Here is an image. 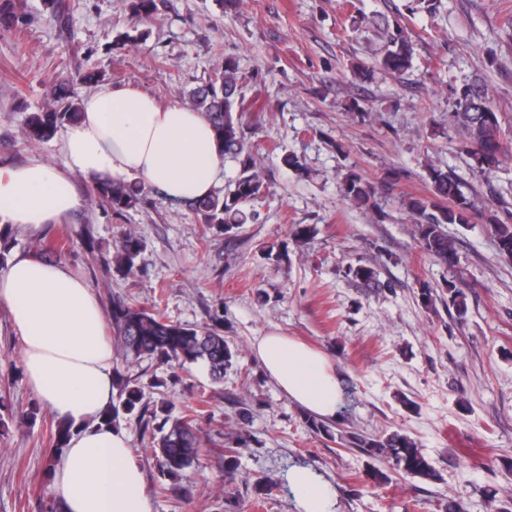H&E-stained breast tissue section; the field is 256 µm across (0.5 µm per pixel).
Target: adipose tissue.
Segmentation results:
<instances>
[{
  "label": "adipose tissue",
  "mask_w": 512,
  "mask_h": 512,
  "mask_svg": "<svg viewBox=\"0 0 512 512\" xmlns=\"http://www.w3.org/2000/svg\"><path fill=\"white\" fill-rule=\"evenodd\" d=\"M62 151V170L0 163V224L39 235L82 209L73 171L138 179L181 201L212 194L221 171L214 132L199 112L113 84L83 98ZM0 305L13 314L32 393L73 425L53 468L62 512H153L126 435L97 422L113 393L114 349L95 290L64 264L18 254L0 270ZM254 351L291 401L335 416L341 383L323 354L277 333L257 338ZM291 482L304 512H332L333 492L312 471L296 470Z\"/></svg>",
  "instance_id": "1"
}]
</instances>
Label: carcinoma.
Here are the masks:
<instances>
[{
    "mask_svg": "<svg viewBox=\"0 0 512 512\" xmlns=\"http://www.w3.org/2000/svg\"><path fill=\"white\" fill-rule=\"evenodd\" d=\"M129 14L133 19H148L157 10L156 0H127ZM23 23L12 0H0V31L10 32ZM387 48L377 66L389 73H401L412 63V43L398 24L386 31ZM102 81V75L92 69L78 72L70 79L56 83L48 102L26 116L25 138L28 142L44 141L51 138L62 126L72 124L80 116V90L92 87ZM243 77L239 74L236 62L224 59V68L214 76L202 81L189 90L191 108L199 112L213 127L220 154L237 160L243 168L227 192L215 193L200 201H187L199 223L215 233L230 234L243 225L257 220V213L249 209L269 192V186L254 171L255 162L247 141L242 121L241 88ZM484 89H467L455 112V122L466 139L469 153L476 161L478 169L486 174L499 166L502 155L501 123L496 112L485 99ZM431 198L427 200L411 198L405 209L416 226L419 247L448 268L458 263V253L454 242L445 230L447 224H469L476 218L484 217L474 203L465 195L461 182L451 172L443 169L430 171ZM144 189L137 183L121 182L109 176L97 178L94 194L100 203L112 212L121 214L135 208L143 200ZM341 194L359 208L379 210L377 188L354 171L345 174L340 182ZM501 256L512 259V224L489 221ZM82 241L89 253H94V241L89 228L71 234L65 232L37 246L33 256L39 260L54 262L70 253ZM142 243L135 232L122 233L115 244L112 257L104 260L107 272L114 278L126 280L135 275ZM348 274L364 283H378L374 268L368 265L348 267ZM448 306L454 308L458 319L468 312L466 294L457 287L455 281L446 280ZM112 329L120 344L125 359L138 361L154 359L183 369L188 365L201 364L209 374L213 384L224 383V374L233 366L235 352L224 337L222 316L217 314L206 327L190 326L174 322L159 311L139 305L121 295L112 297ZM114 387L119 391L118 401L112 404V412L102 417L108 423L113 417L124 412H138L145 415L149 411L144 402L145 393L137 379L116 375ZM162 420L151 429L148 439L155 456L167 475L180 480L184 473L199 465L202 435L196 426V419L189 415L172 419L167 406H161V414L153 417ZM73 426L62 420L55 422L53 453L49 454L48 465H53L56 454L65 447ZM345 445L362 450L367 456L383 460L389 464V472L372 468L369 476L380 483L391 480L390 473L402 478H438L437 472L428 462L412 438L398 431L379 437L351 434L340 437ZM224 472L231 480L249 483V477H237L236 449L227 445L224 448Z\"/></svg>",
    "mask_w": 512,
    "mask_h": 512,
    "instance_id": "cac0c4a2",
    "label": "carcinoma"
}]
</instances>
